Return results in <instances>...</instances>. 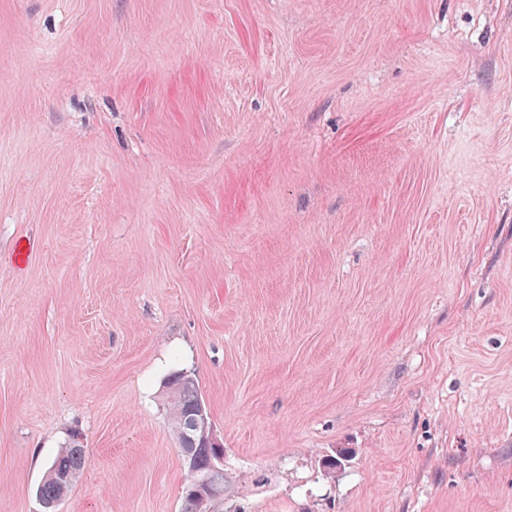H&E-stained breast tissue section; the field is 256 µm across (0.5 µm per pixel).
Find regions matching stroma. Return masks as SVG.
Returning a JSON list of instances; mask_svg holds the SVG:
<instances>
[{"mask_svg": "<svg viewBox=\"0 0 512 512\" xmlns=\"http://www.w3.org/2000/svg\"><path fill=\"white\" fill-rule=\"evenodd\" d=\"M181 370L238 512H512V0H0V512H180ZM69 448L56 456L47 466L44 480L37 489V497L45 512L53 510L70 491L77 474L84 464L83 436L80 432L71 435ZM49 472V474H48ZM47 473V474H46Z\"/></svg>", "mask_w": 512, "mask_h": 512, "instance_id": "35a3bbf8", "label": "stroma"}]
</instances>
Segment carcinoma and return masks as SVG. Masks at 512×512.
<instances>
[{"label": "carcinoma", "instance_id": "obj_1", "mask_svg": "<svg viewBox=\"0 0 512 512\" xmlns=\"http://www.w3.org/2000/svg\"><path fill=\"white\" fill-rule=\"evenodd\" d=\"M166 388L170 419L179 447L188 452L192 462L183 490L181 512H195L190 490L197 481L207 478L217 485H224V466L216 460L223 449L207 445L192 429L194 418L204 406L196 377L183 371L175 372L167 379ZM83 464V436L75 432L71 435L69 448L48 464L47 475L37 489L44 512H51L53 506L67 496Z\"/></svg>", "mask_w": 512, "mask_h": 512}]
</instances>
